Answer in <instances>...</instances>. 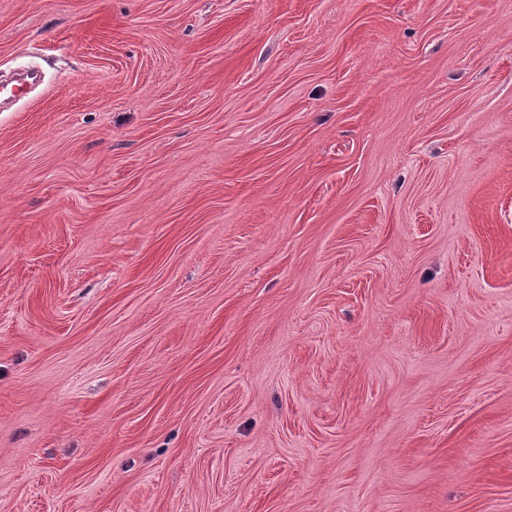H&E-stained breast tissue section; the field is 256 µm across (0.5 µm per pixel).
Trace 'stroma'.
I'll return each instance as SVG.
<instances>
[{"label": "stroma", "instance_id": "stroma-1", "mask_svg": "<svg viewBox=\"0 0 512 512\" xmlns=\"http://www.w3.org/2000/svg\"><path fill=\"white\" fill-rule=\"evenodd\" d=\"M0 512H512V0H0Z\"/></svg>", "mask_w": 512, "mask_h": 512}]
</instances>
